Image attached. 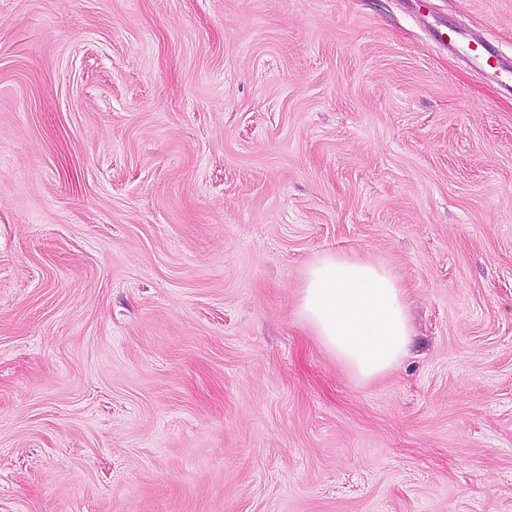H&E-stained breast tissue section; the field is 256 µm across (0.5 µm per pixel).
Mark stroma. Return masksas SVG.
<instances>
[{
  "instance_id": "1",
  "label": "stroma",
  "mask_w": 512,
  "mask_h": 512,
  "mask_svg": "<svg viewBox=\"0 0 512 512\" xmlns=\"http://www.w3.org/2000/svg\"><path fill=\"white\" fill-rule=\"evenodd\" d=\"M440 25L512 62V0H0V512H512V91ZM297 315L360 380L385 373L408 348V317L396 277L355 254L327 252L308 265Z\"/></svg>"
}]
</instances>
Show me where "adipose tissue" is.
<instances>
[{"mask_svg":"<svg viewBox=\"0 0 512 512\" xmlns=\"http://www.w3.org/2000/svg\"><path fill=\"white\" fill-rule=\"evenodd\" d=\"M297 315L361 380L385 373L408 348V317L396 277L355 254L327 252L308 265Z\"/></svg>","mask_w":512,"mask_h":512,"instance_id":"adipose-tissue-1","label":"adipose tissue"}]
</instances>
